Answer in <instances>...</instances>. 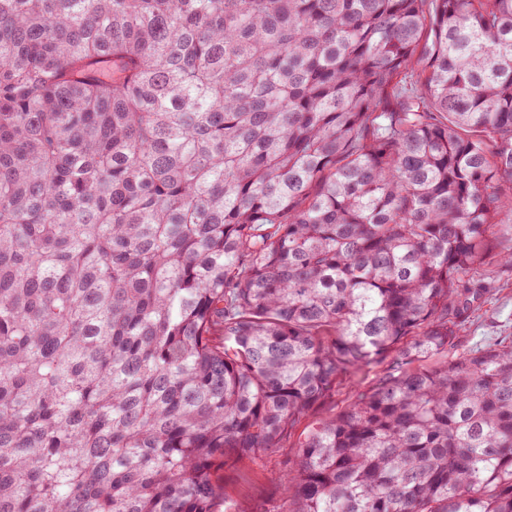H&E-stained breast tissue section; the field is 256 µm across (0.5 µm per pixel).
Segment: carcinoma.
I'll use <instances>...</instances> for the list:
<instances>
[{
    "label": "carcinoma",
    "mask_w": 512,
    "mask_h": 512,
    "mask_svg": "<svg viewBox=\"0 0 512 512\" xmlns=\"http://www.w3.org/2000/svg\"><path fill=\"white\" fill-rule=\"evenodd\" d=\"M504 226L512 0H0V512H512ZM460 334L465 350L512 341V272L498 273L494 288L474 305ZM382 369L383 367H376L372 371L360 372L353 376L347 387L342 389L332 402L320 410L318 415L325 416L341 410L351 401L358 391L368 388V386L374 381L376 373ZM294 448H278L259 460H244L235 471L224 478V494L239 509L247 510L257 500H264L268 508L279 512L281 491L277 477L283 461Z\"/></svg>",
    "instance_id": "1"
}]
</instances>
